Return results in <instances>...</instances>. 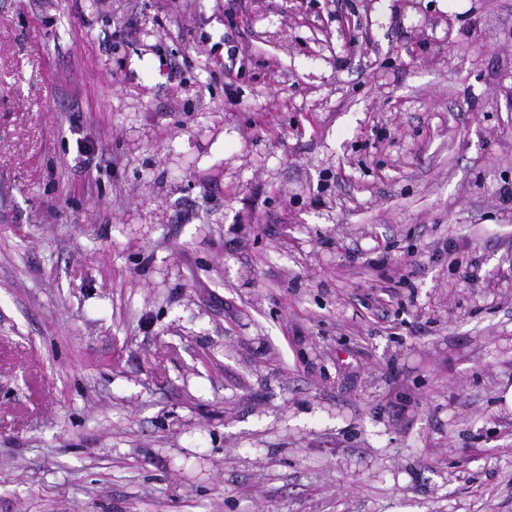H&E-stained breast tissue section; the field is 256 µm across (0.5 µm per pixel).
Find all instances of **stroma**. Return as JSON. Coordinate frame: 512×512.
I'll use <instances>...</instances> for the list:
<instances>
[{
  "label": "stroma",
  "mask_w": 512,
  "mask_h": 512,
  "mask_svg": "<svg viewBox=\"0 0 512 512\" xmlns=\"http://www.w3.org/2000/svg\"><path fill=\"white\" fill-rule=\"evenodd\" d=\"M512 0H0V512H512Z\"/></svg>",
  "instance_id": "1"
}]
</instances>
